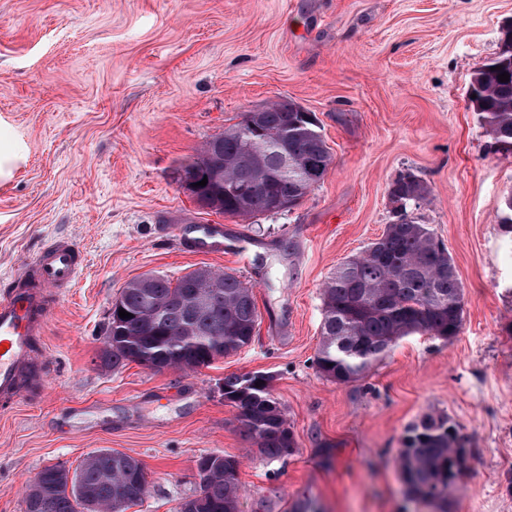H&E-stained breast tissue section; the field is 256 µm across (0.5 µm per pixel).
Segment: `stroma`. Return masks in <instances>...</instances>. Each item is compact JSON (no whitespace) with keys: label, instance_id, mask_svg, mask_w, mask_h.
I'll return each mask as SVG.
<instances>
[{"label":"stroma","instance_id":"stroma-1","mask_svg":"<svg viewBox=\"0 0 512 512\" xmlns=\"http://www.w3.org/2000/svg\"><path fill=\"white\" fill-rule=\"evenodd\" d=\"M512 0H0V149L26 160L0 183V291L54 238L84 271L43 347L50 370L0 402V512H25L36 475L115 449L149 493L129 512H178L197 461L238 460L239 512H405L398 454L428 415L468 450L448 512H512V238L498 224L512 154L470 108ZM288 99L318 120L333 164L292 209L242 220L200 209L185 163L249 108ZM429 190L411 208L452 257L457 336L403 338L358 381L315 358L321 287L397 219L389 187ZM220 224L241 246L188 251L173 236ZM229 269L252 284L254 342L194 371L101 367L108 315L132 278ZM272 377L296 446L271 462L222 395L226 376Z\"/></svg>","mask_w":512,"mask_h":512}]
</instances>
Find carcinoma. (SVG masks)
<instances>
[{
    "instance_id": "obj_1",
    "label": "carcinoma",
    "mask_w": 512,
    "mask_h": 512,
    "mask_svg": "<svg viewBox=\"0 0 512 512\" xmlns=\"http://www.w3.org/2000/svg\"><path fill=\"white\" fill-rule=\"evenodd\" d=\"M504 72L507 82L498 80ZM470 88L481 125L500 151L511 154L512 40L502 42L498 55L474 73ZM246 120L241 114L239 122L206 142L191 165L198 180H207L194 198L198 206L252 219L272 212L276 198L295 205L302 201L324 181L333 158L316 120L305 117L293 101H273L259 113L258 128L265 139L259 153L251 147L256 135ZM428 195L425 184L413 176L389 187V196L408 204ZM498 222L512 236V195L504 199ZM321 294L315 364L321 375L337 383L363 378L406 336L424 333L447 341L463 322V288L451 257L431 229L408 218L405 210L379 239L341 262ZM121 309L133 317L120 318ZM257 325L253 286L233 272L197 268L175 280L154 274L143 285L133 279L122 288L98 360L110 369L135 362L156 371L175 365L193 370L250 345ZM261 380L264 384L257 385ZM222 390L263 457L275 461L295 447L270 376H226ZM463 447L456 424L447 416L428 415L407 430L399 469L408 495L424 512H448L455 471L465 467L459 453ZM208 460L196 512H238L237 476L226 471V457L210 454ZM147 493L138 460L102 449L72 473L61 466L42 469L30 486L25 512H87L91 501L101 512H126Z\"/></svg>"
}]
</instances>
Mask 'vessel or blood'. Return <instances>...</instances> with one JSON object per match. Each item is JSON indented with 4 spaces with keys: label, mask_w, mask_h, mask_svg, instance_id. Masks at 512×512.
Returning <instances> with one entry per match:
<instances>
[{
    "label": "vessel or blood",
    "mask_w": 512,
    "mask_h": 512,
    "mask_svg": "<svg viewBox=\"0 0 512 512\" xmlns=\"http://www.w3.org/2000/svg\"><path fill=\"white\" fill-rule=\"evenodd\" d=\"M82 271V252L70 238L43 245L36 257L0 292V398L19 399L34 370L46 363L37 346L54 298Z\"/></svg>",
    "instance_id": "obj_1"
}]
</instances>
